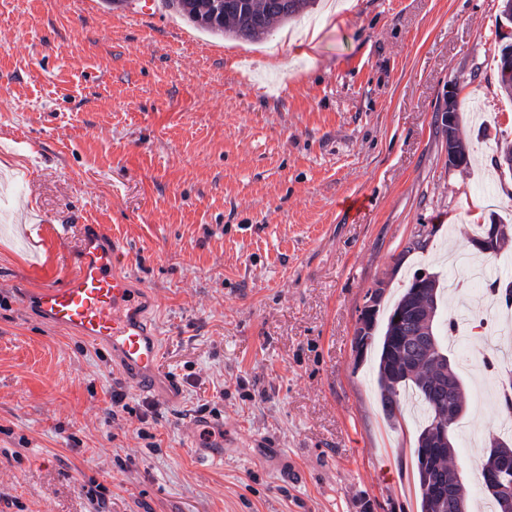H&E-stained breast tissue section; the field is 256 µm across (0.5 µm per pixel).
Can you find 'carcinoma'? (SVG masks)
Segmentation results:
<instances>
[{"label": "carcinoma", "mask_w": 512, "mask_h": 512, "mask_svg": "<svg viewBox=\"0 0 512 512\" xmlns=\"http://www.w3.org/2000/svg\"><path fill=\"white\" fill-rule=\"evenodd\" d=\"M311 0H165L168 7L213 33H224L250 41L266 38L279 22L292 20L303 13ZM424 274L417 273L395 302L383 329H378L377 305L362 310L360 320L366 326L363 337L355 339L358 351L377 346L376 387L381 411L391 425L403 416L401 395L411 388L426 406L428 418L416 436L414 449V490L420 512H463L464 500L470 496L464 482L456 489L448 484V449L434 442V423L439 409L448 405V382L435 358L444 352L441 336L433 340L415 334V322L397 321L399 311L415 299L422 305L432 298L437 278L430 287L420 288ZM489 290L504 304L512 305V280L496 279Z\"/></svg>", "instance_id": "obj_1"}]
</instances>
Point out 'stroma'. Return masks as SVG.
<instances>
[{"label": "stroma", "mask_w": 512, "mask_h": 512, "mask_svg": "<svg viewBox=\"0 0 512 512\" xmlns=\"http://www.w3.org/2000/svg\"><path fill=\"white\" fill-rule=\"evenodd\" d=\"M511 41L499 0H312L258 42L165 6L0 0V512H420L418 413L385 421L354 337L367 293L419 271L451 284V317L505 312L473 276L512 277V246L444 256L473 251L492 215L512 222V175L493 163L512 145ZM450 96L470 145L458 168ZM80 224L129 249L176 399L26 305L72 270ZM495 327L467 337L471 360L448 350L468 401L454 465L478 503L474 463L512 425L496 376L512 323ZM203 420L224 431L205 459ZM454 100L450 96L447 98L444 112L442 113V117L444 120V130L446 137L448 138V164L452 167H461L463 164H461L462 156L458 149L456 148V141L454 139V135L450 126L451 122V116L452 112L454 110ZM453 119H454V126L457 136V144L458 147L461 149V151L469 158V146L468 143L459 135V129H458V118H457V112L455 109V112Z\"/></svg>", "instance_id": "stroma-1"}]
</instances>
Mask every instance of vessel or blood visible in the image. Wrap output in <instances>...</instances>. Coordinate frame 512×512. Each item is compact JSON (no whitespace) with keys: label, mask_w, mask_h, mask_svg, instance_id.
Masks as SVG:
<instances>
[{"label":"vessel or blood","mask_w":512,"mask_h":512,"mask_svg":"<svg viewBox=\"0 0 512 512\" xmlns=\"http://www.w3.org/2000/svg\"><path fill=\"white\" fill-rule=\"evenodd\" d=\"M79 259L61 285L36 291L32 306L40 321L105 347L137 386L167 396L170 383L158 382L160 338L147 320L152 305L146 288L132 287L123 273L129 254L101 225L83 224Z\"/></svg>","instance_id":"1"}]
</instances>
